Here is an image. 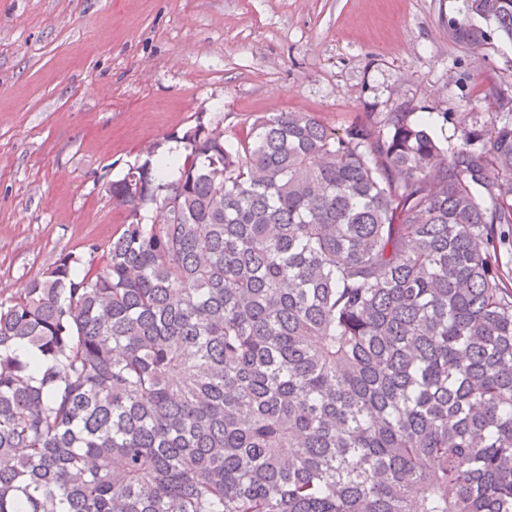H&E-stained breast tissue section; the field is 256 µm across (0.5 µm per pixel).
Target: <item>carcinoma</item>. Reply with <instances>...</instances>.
Wrapping results in <instances>:
<instances>
[{"instance_id":"cac0c4a2","label":"carcinoma","mask_w":512,"mask_h":512,"mask_svg":"<svg viewBox=\"0 0 512 512\" xmlns=\"http://www.w3.org/2000/svg\"><path fill=\"white\" fill-rule=\"evenodd\" d=\"M215 129L0 301V512H512V113L451 151L408 112Z\"/></svg>"}]
</instances>
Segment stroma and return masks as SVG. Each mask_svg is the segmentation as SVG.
Returning <instances> with one entry per match:
<instances>
[{
	"label": "stroma",
	"instance_id": "1",
	"mask_svg": "<svg viewBox=\"0 0 512 512\" xmlns=\"http://www.w3.org/2000/svg\"><path fill=\"white\" fill-rule=\"evenodd\" d=\"M462 0H0V299L124 220L108 191L196 116L234 140L269 112L344 128L409 112L488 126L512 41H458Z\"/></svg>",
	"mask_w": 512,
	"mask_h": 512
}]
</instances>
